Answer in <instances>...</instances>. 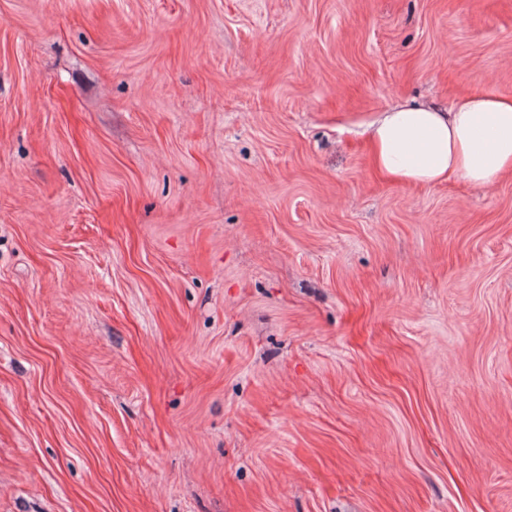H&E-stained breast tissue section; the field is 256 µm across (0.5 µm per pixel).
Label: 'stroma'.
Returning a JSON list of instances; mask_svg holds the SVG:
<instances>
[{"instance_id":"obj_1","label":"stroma","mask_w":512,"mask_h":512,"mask_svg":"<svg viewBox=\"0 0 512 512\" xmlns=\"http://www.w3.org/2000/svg\"><path fill=\"white\" fill-rule=\"evenodd\" d=\"M512 97V0H0V512H512V176L379 113ZM372 162L387 179L485 186L512 173V99L478 93L450 109L400 105L371 125Z\"/></svg>"}]
</instances>
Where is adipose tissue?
<instances>
[{
	"instance_id": "adipose-tissue-1",
	"label": "adipose tissue",
	"mask_w": 512,
	"mask_h": 512,
	"mask_svg": "<svg viewBox=\"0 0 512 512\" xmlns=\"http://www.w3.org/2000/svg\"><path fill=\"white\" fill-rule=\"evenodd\" d=\"M372 162L387 179L485 186L512 173V99L478 93L450 109L400 105L371 125Z\"/></svg>"
}]
</instances>
